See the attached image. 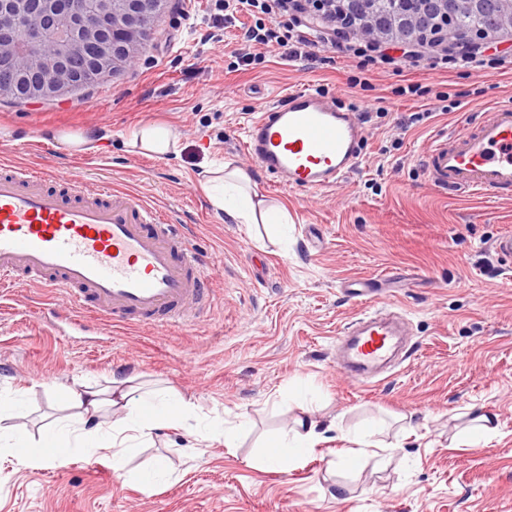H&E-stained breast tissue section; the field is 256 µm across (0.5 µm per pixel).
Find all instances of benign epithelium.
<instances>
[{
  "label": "benign epithelium",
  "instance_id": "7a95c632",
  "mask_svg": "<svg viewBox=\"0 0 512 512\" xmlns=\"http://www.w3.org/2000/svg\"><path fill=\"white\" fill-rule=\"evenodd\" d=\"M439 6L442 23L414 30L412 36L378 33L369 18L362 35L374 44L401 46L440 38L452 46H483L493 31L461 30L455 24L463 8L484 0H429ZM178 0H0V67L12 78L0 83V100L56 101L79 86L69 63L88 50L95 62L85 84L109 79L137 58L155 22L176 11Z\"/></svg>",
  "mask_w": 512,
  "mask_h": 512
}]
</instances>
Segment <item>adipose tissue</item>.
I'll use <instances>...</instances> for the list:
<instances>
[{"mask_svg": "<svg viewBox=\"0 0 512 512\" xmlns=\"http://www.w3.org/2000/svg\"><path fill=\"white\" fill-rule=\"evenodd\" d=\"M128 146L136 151L165 157L178 154L180 139L165 125L145 124L132 132ZM202 187L212 205L240 224L288 222L286 207L274 205L253 188L250 176L231 162L211 165L204 172ZM68 405L75 409L74 421L55 420L45 431L54 454L72 448H94L112 457V467L120 475L137 477L150 485L171 476L165 458H156L150 468L133 472L129 463L133 442L151 445L160 431L196 416L192 400L171 389L144 390L129 380L114 381L107 391L87 386L68 388ZM320 437L308 415L295 418L293 427L273 446L266 465L287 468L301 460L300 449H312Z\"/></svg>", "mask_w": 512, "mask_h": 512, "instance_id": "1", "label": "adipose tissue"}]
</instances>
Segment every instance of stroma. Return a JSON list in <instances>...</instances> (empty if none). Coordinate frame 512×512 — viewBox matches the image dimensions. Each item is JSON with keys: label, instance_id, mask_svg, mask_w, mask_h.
<instances>
[{"label": "stroma", "instance_id": "obj_1", "mask_svg": "<svg viewBox=\"0 0 512 512\" xmlns=\"http://www.w3.org/2000/svg\"><path fill=\"white\" fill-rule=\"evenodd\" d=\"M223 13L220 0H179L113 78L58 101L0 102V162L139 194L194 236L212 289L208 312L191 322L120 329L101 317L80 332L64 320L73 311L65 296L2 289L0 395L21 389L20 424L35 438L65 416L56 400L64 387H103L115 375L172 388L201 417L251 426L235 447L214 439L201 453L188 428L163 431L133 460L143 467L162 456L173 468L150 487L120 478L104 454L23 466L2 453L0 512H512V267L492 249L512 231V199L448 193L426 163L435 139L512 100V72L409 66L368 75L354 56L308 69L275 52L241 66V29L253 19L240 12L226 26ZM356 77L368 87L346 89ZM410 81L422 97L401 95ZM301 85L353 110L368 100L388 110L364 128L359 169L324 192L278 184L241 143L263 102ZM442 92L462 109L410 123ZM150 123L178 132L179 156L127 152L129 131ZM52 127L106 138L74 153ZM224 160L287 208V233L212 207L200 180ZM363 280L383 286L372 302L403 315L412 345L366 384L334 363L337 336L366 311L345 289ZM306 408L325 426L323 441L290 469L262 466L268 442ZM482 413L496 430L474 442L467 430ZM380 420L377 447L350 467L352 436Z\"/></svg>", "mask_w": 512, "mask_h": 512}]
</instances>
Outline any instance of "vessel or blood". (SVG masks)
<instances>
[{
    "instance_id": "b4317fda",
    "label": "vessel or blood",
    "mask_w": 512,
    "mask_h": 512,
    "mask_svg": "<svg viewBox=\"0 0 512 512\" xmlns=\"http://www.w3.org/2000/svg\"><path fill=\"white\" fill-rule=\"evenodd\" d=\"M363 128L334 97L303 86L264 107L242 146L289 187L325 190L359 164ZM427 164L463 195L512 190V104L486 108L479 126L461 123ZM207 258L180 225L167 224L138 194L84 183L55 170H0V284L67 295L78 310L112 321L157 325L189 320L206 307ZM397 327L376 319L343 331L355 370L392 353Z\"/></svg>"
}]
</instances>
